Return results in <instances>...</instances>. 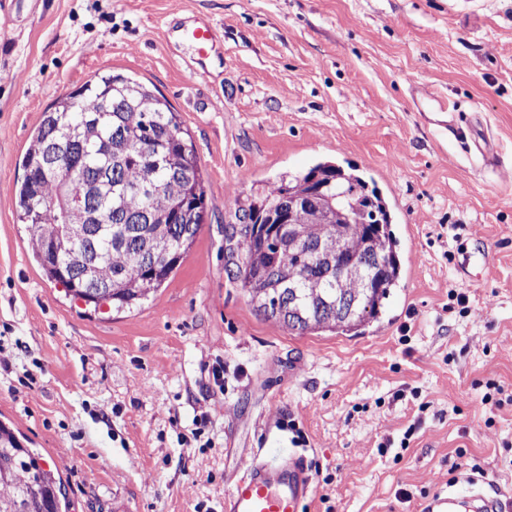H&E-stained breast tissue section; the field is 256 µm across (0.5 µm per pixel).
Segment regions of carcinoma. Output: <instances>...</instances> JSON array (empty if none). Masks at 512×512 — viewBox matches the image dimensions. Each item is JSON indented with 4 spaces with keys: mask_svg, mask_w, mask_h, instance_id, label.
I'll return each mask as SVG.
<instances>
[{
    "mask_svg": "<svg viewBox=\"0 0 512 512\" xmlns=\"http://www.w3.org/2000/svg\"><path fill=\"white\" fill-rule=\"evenodd\" d=\"M62 134L69 137L65 172L51 157L52 142ZM21 165L19 220L29 225L43 274L95 311L104 303L118 313L130 310L157 292L187 257L204 221L205 189L188 133L163 95L121 72L95 76L43 112ZM313 181L322 186L321 196L304 200L298 214L303 237L290 240L280 210L308 193ZM70 198L102 220L59 258L53 240L64 224L60 200ZM338 200L346 207L354 266L376 280L366 291L336 258L316 252L320 240L335 234L319 206ZM243 216L248 223L228 238L234 280L257 312L291 330L355 336L400 287L403 269L388 202L353 166L322 162L273 182ZM87 253L97 257L102 288L60 272L62 261L76 265ZM23 441L0 421V480H17L13 495L0 497V512H68L62 478Z\"/></svg>",
    "mask_w": 512,
    "mask_h": 512,
    "instance_id": "obj_1",
    "label": "carcinoma"
}]
</instances>
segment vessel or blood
Here are the masks:
<instances>
[{"instance_id": "obj_1", "label": "vessel or blood", "mask_w": 512, "mask_h": 512, "mask_svg": "<svg viewBox=\"0 0 512 512\" xmlns=\"http://www.w3.org/2000/svg\"><path fill=\"white\" fill-rule=\"evenodd\" d=\"M182 37L204 64L215 50L212 24L200 21L183 28ZM315 493L311 469L304 457L293 456L276 464L256 460L234 481L224 497V512H304Z\"/></svg>"}]
</instances>
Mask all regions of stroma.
I'll use <instances>...</instances> for the list:
<instances>
[{
	"label": "stroma",
	"instance_id": "35a3bbf8",
	"mask_svg": "<svg viewBox=\"0 0 512 512\" xmlns=\"http://www.w3.org/2000/svg\"><path fill=\"white\" fill-rule=\"evenodd\" d=\"M11 18L0 420L58 469L69 512H224L255 458L294 453L317 486L305 512H421L470 477L448 472L461 448L512 505V403L482 401L489 380L512 393V0H15ZM197 19L223 39L204 72L176 31ZM108 70L170 102L206 192L181 267L118 314L43 275L15 197L43 112ZM431 94L472 146L432 121ZM327 160L382 191L404 270L357 336L291 331L225 270L237 207Z\"/></svg>",
	"mask_w": 512,
	"mask_h": 512
}]
</instances>
